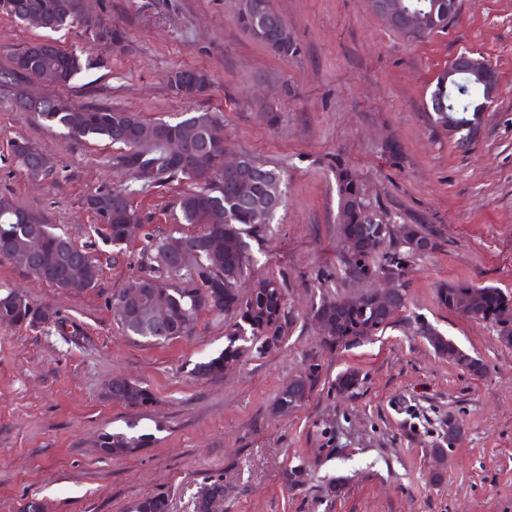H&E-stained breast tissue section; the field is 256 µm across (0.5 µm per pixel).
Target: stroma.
Returning a JSON list of instances; mask_svg holds the SVG:
<instances>
[{
    "instance_id": "obj_1",
    "label": "stroma",
    "mask_w": 512,
    "mask_h": 512,
    "mask_svg": "<svg viewBox=\"0 0 512 512\" xmlns=\"http://www.w3.org/2000/svg\"><path fill=\"white\" fill-rule=\"evenodd\" d=\"M76 2L79 13L123 30L124 41L0 15V71L43 39L99 61L66 85L27 78L0 86V196L85 242L96 223L85 197L138 179L114 164L109 142L69 140L20 110L18 91L147 120L214 113L229 156L285 175L286 203L253 245L241 288L283 279L295 322L280 346L211 381L192 369L223 349V318L202 313L194 335L162 346L124 335L112 295L147 273L148 239L195 230L181 221L180 181L133 197L142 223L122 248L97 242V288L73 294L0 258V290L19 288L80 330L72 343L50 325H0V512H28L32 503L43 512H129L150 494L164 495L169 512H196L216 481L224 498L213 512H512V346L439 299L457 282L512 296V0H459L447 28L413 41L369 0H271L300 48L287 60L240 28V0ZM465 51L488 60L500 80L467 150L427 108L437 76ZM178 68L206 73L210 90L177 95L167 77ZM22 139L47 155L51 178L32 180L12 162L10 144ZM392 142L401 147L395 160L385 150ZM340 163L357 172L386 221L432 226L438 247L411 264L394 325L327 347L312 306L364 288L336 276ZM421 323L481 359L487 375L436 355L416 333ZM313 364L314 390L278 413L283 386ZM348 369L360 384L342 394L336 377ZM121 377L148 386L151 404L113 400L107 386ZM131 428L150 434V444L129 455L99 451L101 434Z\"/></svg>"
}]
</instances>
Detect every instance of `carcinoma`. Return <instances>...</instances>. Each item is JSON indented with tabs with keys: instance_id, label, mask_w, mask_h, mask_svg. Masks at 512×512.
Returning a JSON list of instances; mask_svg holds the SVG:
<instances>
[{
	"instance_id": "1",
	"label": "carcinoma",
	"mask_w": 512,
	"mask_h": 512,
	"mask_svg": "<svg viewBox=\"0 0 512 512\" xmlns=\"http://www.w3.org/2000/svg\"><path fill=\"white\" fill-rule=\"evenodd\" d=\"M438 7L431 8L430 0H406L407 6L423 14L424 32L427 36L448 26V0H437ZM47 8V29L55 31L79 25L76 0H0V14L20 22L40 7ZM238 22L242 29L258 41H263L259 30L266 22L263 17L248 12L241 4ZM278 57L288 60L299 53V46L288 35L274 46H269ZM25 58L28 65L0 73V82L15 84L28 77H38L47 68L56 73L55 83L66 85L82 70L93 66L89 59H82L74 52H65L50 41H35L16 54ZM458 84L462 92L451 97L452 111H442L441 90L434 88L429 99L430 111L435 122L446 127L448 119L459 124L481 121L484 116V89L471 78L461 76ZM48 109L37 112V117L50 129L58 128L72 140L105 139L116 149L117 164L133 166L140 174L139 184L121 189H99L89 194L84 205L101 224L102 239L114 247L125 244L128 222L137 218L132 209L133 196L175 180H184L191 189L179 199L178 208L182 221L194 224L199 230L190 233H174L153 243L152 262L158 269L184 280V285L170 284L157 276L133 280V284L145 290L146 295L163 300L168 305L169 319L164 332L158 333L152 325L141 327L132 324V311L126 309L125 289L113 294L112 305L125 334L147 343L160 344L190 335L198 316L203 312L228 318L225 323L224 350L192 368L194 376L201 380H213L224 375V368L239 364L252 349L262 350L282 341L285 331L293 324L294 315L288 308L284 288L279 279L267 278L257 282L248 296H243L239 283L247 275L251 262L250 240L258 241L272 223L275 214L266 213L270 200L266 188L268 182L283 179L280 171L249 158L253 166V197L245 200L240 196L238 183L224 177L221 172L224 158V132L210 112H194L176 121H146L134 112L115 110L105 106L83 105L61 98L48 99ZM187 121L199 128L197 147L209 154V167L200 169L172 162L168 148L181 135V125ZM12 159L32 178H45L51 168L46 156L26 141L12 145ZM336 193L338 198L339 233L345 240L356 241L358 251L339 257V272L347 278L352 269L353 279L368 281L385 269L406 273L415 259L430 254L437 247L433 231L423 224L404 225L407 234L428 241L427 249L415 252L401 248L393 240L378 235L383 220L365 201L358 175L348 166L336 162ZM40 226L39 252L45 260L44 270L51 271L69 257L75 249L88 260L91 268L90 281L85 284H66L55 279L51 283L59 288L79 293L93 289L99 281V266L87 248L78 245L71 237L56 231L45 218L33 211L17 206L6 197H0V258L17 267L32 272L24 259L29 238V225ZM213 238L222 242L220 249L211 251L204 244ZM201 245L200 260L193 268L178 270L173 267L174 255L184 242ZM440 299L451 310L480 320L497 329L502 343L512 344V329L498 328L500 316L512 308V298L501 289L454 283L441 289ZM407 295L399 297L395 306L387 309L373 301L366 291L347 302L336 304L322 300L312 308L313 317H320L332 324L334 333L322 339L327 346H342L349 342L369 339L394 323V318L405 308ZM54 322L57 331L71 338L77 329L67 330L68 320L40 307L26 295L16 290L0 293V323L18 328H34ZM417 333L423 336L434 352L474 375L485 373L483 362L461 349L429 324H422ZM318 374L311 365L305 376L288 383L278 398V409L288 411L298 407L295 393L298 386L314 387ZM359 375L345 370L336 377L340 392H349L358 385ZM118 399L129 408L145 407L152 402L150 390L138 382L135 386L120 390ZM151 436L117 432L102 436L101 451L105 454L123 455L143 447ZM224 497V486L214 483L207 487L197 505V512H211L212 503ZM132 512H169L167 499L152 495L138 500Z\"/></svg>"
}]
</instances>
